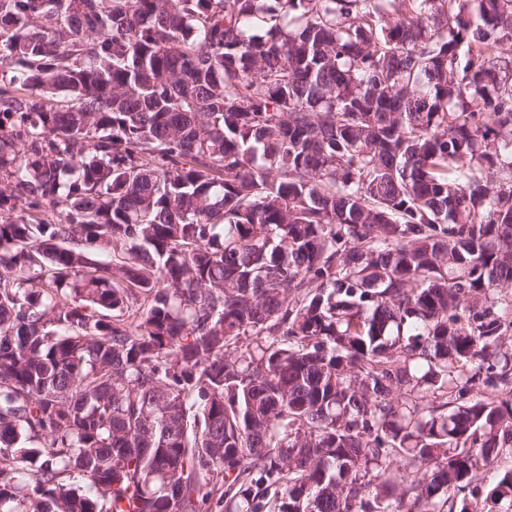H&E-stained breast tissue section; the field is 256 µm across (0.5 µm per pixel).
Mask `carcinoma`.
Listing matches in <instances>:
<instances>
[{"instance_id":"1","label":"carcinoma","mask_w":512,"mask_h":512,"mask_svg":"<svg viewBox=\"0 0 512 512\" xmlns=\"http://www.w3.org/2000/svg\"><path fill=\"white\" fill-rule=\"evenodd\" d=\"M512 0H0V512H512Z\"/></svg>"}]
</instances>
